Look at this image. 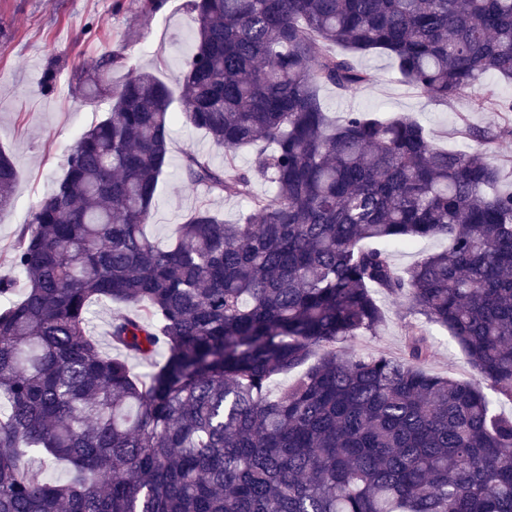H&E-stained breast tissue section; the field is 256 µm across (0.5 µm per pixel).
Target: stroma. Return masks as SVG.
<instances>
[{
	"label": "stroma",
	"mask_w": 512,
	"mask_h": 512,
	"mask_svg": "<svg viewBox=\"0 0 512 512\" xmlns=\"http://www.w3.org/2000/svg\"><path fill=\"white\" fill-rule=\"evenodd\" d=\"M193 14L188 0H168L166 7L149 14L140 0H0V148L11 156L18 182L10 214L0 219V277L13 276L12 246L26 226L32 206L52 193L63 175L67 150L95 123L104 118L112 91L100 83L96 97L78 93L79 82L94 78L95 62L115 50L123 54L124 72L154 69L164 81H173L191 54ZM360 68L373 73L371 83L356 92L321 87L320 96L331 115L343 118L350 112H365L389 118L401 112L413 115L436 144L455 149L470 147L462 138V124L500 130L491 150L500 168V185L512 186V111L476 109L473 94H464L445 104L432 99L401 80L393 61L383 54L360 55ZM57 78L52 91L41 89L46 70ZM171 166L160 183L152 218L146 227L149 237L166 245L178 224L195 209L205 207L236 221L251 206L247 198H226L204 186L187 188L182 172L186 152L209 157L223 167L224 151L203 131L176 121L170 132ZM385 320L376 335L357 337L349 350L358 354L378 352L393 355L404 350L408 326L415 318L405 302L382 299ZM423 329L432 352L426 372L461 381L475 372L448 331L434 323Z\"/></svg>",
	"instance_id": "1"
}]
</instances>
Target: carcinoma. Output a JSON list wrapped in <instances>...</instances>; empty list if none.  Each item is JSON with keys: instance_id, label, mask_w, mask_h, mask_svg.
Masks as SVG:
<instances>
[{"instance_id": "cac0c4a2", "label": "carcinoma", "mask_w": 512, "mask_h": 512, "mask_svg": "<svg viewBox=\"0 0 512 512\" xmlns=\"http://www.w3.org/2000/svg\"><path fill=\"white\" fill-rule=\"evenodd\" d=\"M181 116L253 166L198 153L191 186L249 197L238 222L200 208L158 246L144 231L168 174L171 86L130 71L107 115L13 245L20 297L0 309V512H512V191H492L499 133L430 140L410 115L335 121L319 87L373 81L381 52L450 103L512 78V0H191ZM122 54L97 60L112 76ZM256 178L270 198L253 195ZM18 180L0 149V216ZM446 237L405 271L389 248ZM444 327L476 372L429 374L430 344L340 357L374 335L376 292ZM124 313L112 347L93 303ZM166 360L147 381L128 357ZM298 372L276 397L277 375ZM39 457L71 477L49 481ZM91 322L89 324V332L92 336H96L103 350L110 355L123 354L112 348V340L109 336V327L112 317L118 312L115 306L107 304H96L92 306Z\"/></svg>"}]
</instances>
